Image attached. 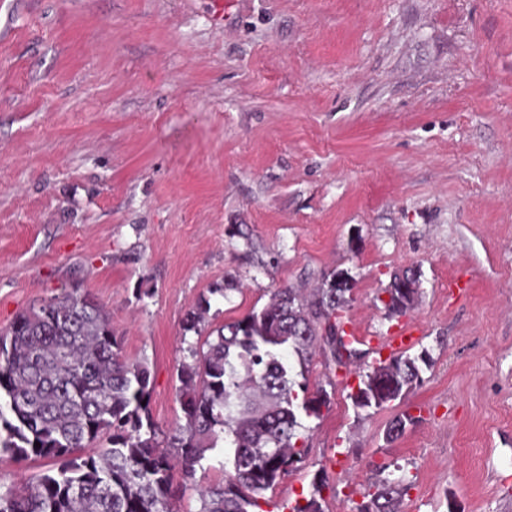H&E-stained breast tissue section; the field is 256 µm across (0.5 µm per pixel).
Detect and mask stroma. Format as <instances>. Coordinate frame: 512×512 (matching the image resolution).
<instances>
[{
  "label": "stroma",
  "mask_w": 512,
  "mask_h": 512,
  "mask_svg": "<svg viewBox=\"0 0 512 512\" xmlns=\"http://www.w3.org/2000/svg\"><path fill=\"white\" fill-rule=\"evenodd\" d=\"M223 2L0 0V330L87 291L149 366L163 444L199 335L348 273L347 332L432 366L359 413L316 354L330 403L273 501L321 469L324 512H352L397 464L401 512H512V0ZM406 268L421 295L392 317ZM421 294L420 281L412 269L396 272L377 296L388 315L401 316L410 311Z\"/></svg>",
  "instance_id": "obj_1"
}]
</instances>
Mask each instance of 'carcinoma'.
<instances>
[{
    "instance_id": "carcinoma-1",
    "label": "carcinoma",
    "mask_w": 512,
    "mask_h": 512,
    "mask_svg": "<svg viewBox=\"0 0 512 512\" xmlns=\"http://www.w3.org/2000/svg\"><path fill=\"white\" fill-rule=\"evenodd\" d=\"M353 287L334 271L307 297L277 288L265 305L214 330L206 349H190L192 362L178 372L184 423L169 437L174 454L159 448L147 405L149 368L122 355L102 305L72 288L21 313L0 332V452L59 466L0 489V512H172L174 472L194 479L221 440L224 480L197 488V512H263L265 493L307 466V449L297 446L302 418H320L330 400L324 387L310 388L316 351L338 367L360 366L358 390L349 394L359 412L402 399L431 366L426 349L365 362L367 351L346 335L341 316ZM420 294L416 272L407 269L392 275L377 300L401 316ZM209 310L202 299L184 330L199 333ZM412 423L407 413L394 417L386 439ZM102 438L108 447L76 455ZM326 485L316 474L308 495L286 509L324 512ZM373 487L354 512H400L412 482L383 466Z\"/></svg>"
}]
</instances>
